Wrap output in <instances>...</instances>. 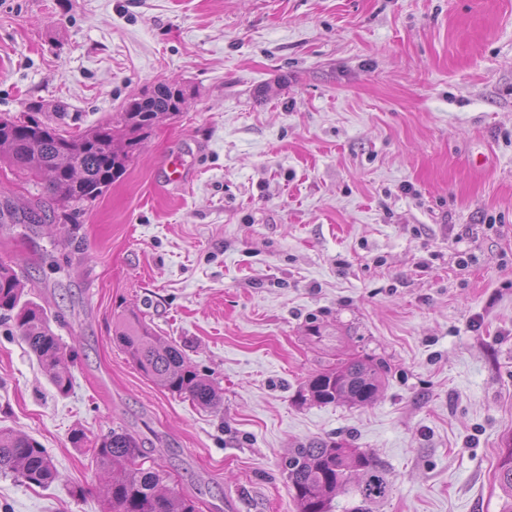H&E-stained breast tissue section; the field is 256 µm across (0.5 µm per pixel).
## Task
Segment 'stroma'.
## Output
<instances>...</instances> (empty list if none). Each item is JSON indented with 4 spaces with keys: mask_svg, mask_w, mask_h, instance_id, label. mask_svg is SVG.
Masks as SVG:
<instances>
[{
    "mask_svg": "<svg viewBox=\"0 0 512 512\" xmlns=\"http://www.w3.org/2000/svg\"><path fill=\"white\" fill-rule=\"evenodd\" d=\"M161 82L186 104L112 186L0 230L74 349L63 396L0 321V427L57 469L46 488L0 474V512H107L93 446L112 430L201 512H296L282 461L314 438L386 469L374 512H502L512 0H0V114L38 104L73 135ZM130 310L184 344L216 408L138 370L113 340ZM353 360L380 370L370 404L301 401Z\"/></svg>",
    "mask_w": 512,
    "mask_h": 512,
    "instance_id": "1",
    "label": "stroma"
}]
</instances>
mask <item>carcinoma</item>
I'll use <instances>...</instances> for the list:
<instances>
[{"mask_svg":"<svg viewBox=\"0 0 512 512\" xmlns=\"http://www.w3.org/2000/svg\"><path fill=\"white\" fill-rule=\"evenodd\" d=\"M183 104L174 97L173 85L160 83L150 94L133 99L118 113L115 124L76 135H64L60 128L33 115L25 119L0 115V161L40 181L42 193L59 206H79L102 195L125 169L141 135L181 111ZM49 220L51 215L39 196L21 208L0 203V224ZM23 295L15 269L0 263V318L13 322L57 392L66 395L72 386L67 365L71 349L54 333L47 309ZM115 340L144 376L162 389L184 395L202 408L216 404L212 381L189 364L178 345L155 336L136 313L117 322ZM380 384L377 368L356 360L340 371L313 376L304 387V399L319 404L343 399L368 404ZM93 452L108 473L100 495L112 512H199L191 497L164 485L166 473L144 466L146 456L129 434L113 430L96 443ZM284 470L297 512H329L332 495L348 484L354 471L362 474L356 488L360 497L356 512H369L368 506L385 499L392 488L385 469L371 456L362 451L345 454L332 441L315 440L291 449ZM0 472L39 487L56 479L46 450L10 429H0ZM497 477L506 496L502 512H512V442L502 450Z\"/></svg>","mask_w":512,"mask_h":512,"instance_id":"carcinoma-1","label":"carcinoma"}]
</instances>
